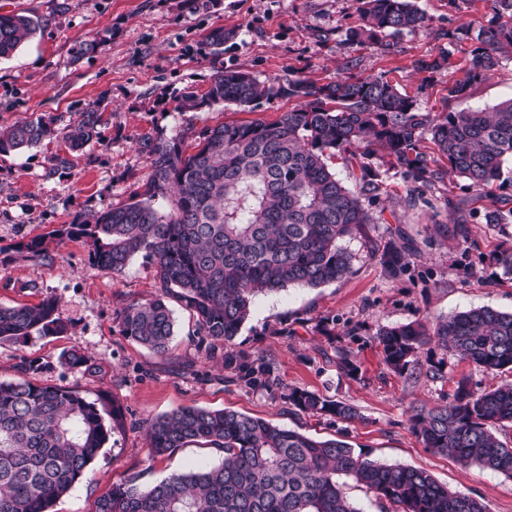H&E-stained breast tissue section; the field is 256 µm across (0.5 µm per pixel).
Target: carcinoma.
<instances>
[{
	"mask_svg": "<svg viewBox=\"0 0 512 512\" xmlns=\"http://www.w3.org/2000/svg\"><path fill=\"white\" fill-rule=\"evenodd\" d=\"M357 25L346 41L390 52V38L428 27L409 0H356ZM493 16L462 19L444 36L470 48L471 67L448 85V99L464 102L473 85L512 53V0H489ZM36 32L23 13L0 15V59L12 56ZM450 64V51L419 62L434 73ZM278 98L300 100L271 122L224 123L206 129L197 150L185 154L179 138L144 145L151 176L144 197L114 207L94 221L58 230L59 238L89 237L91 260L113 273L142 256L153 266L157 296L118 314L120 332L160 356L173 336L170 300L191 310L202 336L228 345L224 380L278 396L296 411L350 421L357 409L300 388H286L276 363L230 348L254 298L290 287L318 288L347 278L354 255L344 242L374 223L365 203L379 197L374 147L399 168L414 196L442 178L423 143L448 160V174L477 191L499 189L488 224H512V99L489 110L462 107L433 115L381 77L339 75L324 84L304 78L260 81L238 70H218L207 92L184 93L182 110L224 104L250 106ZM101 103H90L65 139L80 150L100 136ZM55 118L40 114L0 126V154L52 138ZM359 169L355 184L336 176L330 160ZM393 278L409 270L408 254L382 255ZM67 329L57 302L0 306V342ZM374 341L387 367L403 374L419 365L420 349L433 344L486 374L512 369V313L472 308L428 325L415 321L379 328ZM336 367L348 376L358 366L335 349ZM413 433L424 447L464 464L512 477V445L498 430L512 424V384L475 392L458 382L452 401L413 410ZM124 427L112 406L107 427L96 403L77 391L26 378L0 382V512H50L79 482L109 439ZM148 455L164 456L204 441L223 452L220 464L175 471L148 489L132 478L112 486L94 512H361L348 497L351 480L373 493L383 512H487L479 500L448 489L430 472L386 464L355 453L340 439L315 440L297 430L233 410L180 407L146 422Z\"/></svg>",
	"mask_w": 512,
	"mask_h": 512,
	"instance_id": "obj_1",
	"label": "carcinoma"
}]
</instances>
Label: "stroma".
Returning <instances> with one entry per match:
<instances>
[{"label": "stroma", "mask_w": 512, "mask_h": 512, "mask_svg": "<svg viewBox=\"0 0 512 512\" xmlns=\"http://www.w3.org/2000/svg\"><path fill=\"white\" fill-rule=\"evenodd\" d=\"M428 20L427 31L397 36L387 54L348 45L346 30L357 20L354 0H0V14L25 12L40 28L10 58L0 60V125L39 113L66 128L92 102H101L99 140L78 151L62 138L20 152L0 154V306L58 302L64 334L0 343V382L25 377L79 391L108 411L120 406L124 431L110 436L86 477L58 499L52 512H94L96 500L113 484L137 478L152 486L169 473L221 462L219 449L191 443L149 459L143 422L182 406L231 409L298 430L316 439L340 438L370 459L428 470L451 490L483 502L488 512H512V477L424 448L410 416L422 405L451 401L458 381L481 392L512 382V369L484 374L448 356L446 379L398 374L383 362L374 340L379 327L436 320L478 307L512 312V278L494 261L512 244V224L484 221L491 199L447 175L408 202V181L390 166L379 167L375 218L348 247L354 253L348 278L319 288L291 287L257 296L236 339L237 348L276 360L285 386L315 392L355 406L349 422L312 417L280 400L224 380L222 343H202L196 318L173 306L174 334L168 355L159 356L121 336L118 312L155 298L154 268L135 258L119 274L89 260L87 237L61 240L64 225L131 202L146 189L150 167L143 145L175 138L194 152L205 129L246 120H275L297 106L276 99L254 110L227 104L183 112L186 91L204 94L213 73L238 69L267 79L306 78L317 83L351 73L384 77L417 102L421 111H454L448 85L464 78L470 56L452 48V64L436 73L419 61L448 45L450 22L489 16L485 0H414ZM235 31L222 54L207 41L213 28ZM104 38L96 52L78 57L82 39ZM449 46V45H448ZM512 98V54L478 81L468 100L485 109ZM463 213L468 239L453 235ZM43 239L47 255L31 260L19 242ZM387 247L413 250L410 271L390 277L381 261ZM290 336H283V329ZM360 367L358 377L336 366V348ZM69 350L84 353L88 371L60 364Z\"/></svg>", "instance_id": "stroma-1"}]
</instances>
